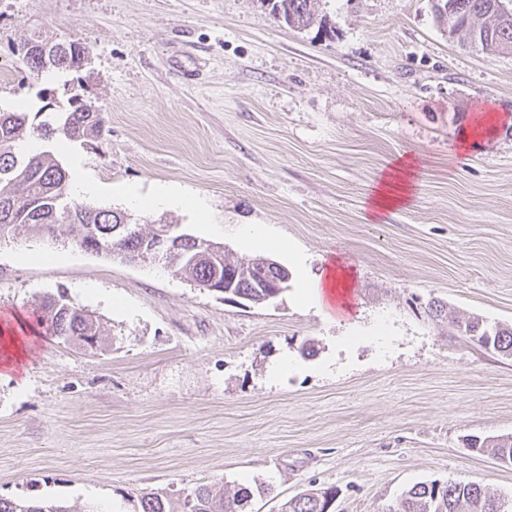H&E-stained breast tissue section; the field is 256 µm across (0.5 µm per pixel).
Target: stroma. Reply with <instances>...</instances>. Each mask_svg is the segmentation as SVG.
I'll use <instances>...</instances> for the list:
<instances>
[{"label":"stroma","mask_w":512,"mask_h":512,"mask_svg":"<svg viewBox=\"0 0 512 512\" xmlns=\"http://www.w3.org/2000/svg\"><path fill=\"white\" fill-rule=\"evenodd\" d=\"M288 26L267 0H0V111L37 112L67 76L26 71L29 39H78L77 86L104 119L58 149L89 204L178 225L284 266L262 305L23 230L0 240V330L65 292L97 316L88 350L38 333L0 353V496L73 512H138L148 492L268 484L249 512L311 488L333 512H395L420 482L512 499V465L465 444L512 436V356L450 324L512 326V52L448 38L430 0H315ZM495 130L459 148L477 112ZM414 154L410 199L371 219L388 164ZM164 185L173 199L144 209ZM353 270L351 308L307 288L327 259ZM441 306L429 314L428 303Z\"/></svg>","instance_id":"35a3bbf8"}]
</instances>
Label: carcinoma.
Here are the masks:
<instances>
[{
	"label": "carcinoma",
	"instance_id": "cac0c4a2",
	"mask_svg": "<svg viewBox=\"0 0 512 512\" xmlns=\"http://www.w3.org/2000/svg\"><path fill=\"white\" fill-rule=\"evenodd\" d=\"M312 0H273V10L290 25L307 27L314 23ZM492 0H444L455 8L448 16V33L459 40L475 39L481 49L490 52H512V22L504 26L491 13ZM69 55L58 60L55 69L77 73L81 70V53L89 45L79 39L68 42ZM104 131L101 113H87V104L80 100L69 103L65 112H53L38 123L25 112H0V239L26 226L39 228L52 235L56 226L70 227L73 243L84 251L124 257L145 241L169 234L170 250L159 258L173 272L203 288L219 272L209 263L196 260L199 239L181 233L171 224H157L145 232L129 215L107 208L72 203L68 200L70 174L50 152L20 156L19 143L28 135L44 139L97 140ZM234 290L259 304L266 289L241 275ZM38 324L45 333L63 340L79 342L89 348L100 344V329L95 317L71 304L60 292L40 303ZM458 331L485 347L512 355V327L488 324L478 316L451 320ZM272 491L261 485L255 489L241 485L233 493L219 491L208 484L196 486L189 493L173 499L168 495L147 493L141 497V512H243L254 495ZM334 489H307L281 505V512H329ZM0 512H71L61 502L26 501L0 496ZM398 512H512L506 502L490 496L476 484L456 482L417 483L402 493Z\"/></svg>",
	"mask_w": 512,
	"mask_h": 512
}]
</instances>
